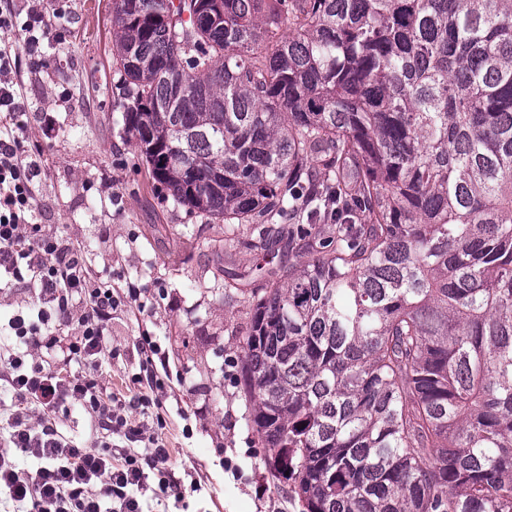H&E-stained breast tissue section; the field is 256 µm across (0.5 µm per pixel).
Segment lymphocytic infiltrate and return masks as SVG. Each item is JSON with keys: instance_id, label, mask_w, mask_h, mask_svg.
Listing matches in <instances>:
<instances>
[{"instance_id": "1", "label": "lymphocytic infiltrate", "mask_w": 512, "mask_h": 512, "mask_svg": "<svg viewBox=\"0 0 512 512\" xmlns=\"http://www.w3.org/2000/svg\"><path fill=\"white\" fill-rule=\"evenodd\" d=\"M15 66L11 47H0V276L11 286L34 288L40 308L8 321L15 341L8 346L4 379L12 394L8 415L10 448L34 460L18 468L7 451L0 452V497L23 512H144L137 492L150 474L160 479L155 499L181 498L179 485L164 474L169 451L158 437L162 421L152 418L165 387L155 358L152 337L138 340L143 361L131 380L129 395L104 394L98 374L106 358L108 326L121 299L110 285L93 280L82 252L63 237L46 235L29 223L36 197V161L26 160L20 145V121L15 117L22 96L11 79ZM82 314H74L75 303ZM76 326V336L63 340L56 330ZM59 350L65 364L77 371L49 370L36 353ZM42 408L40 424L30 421V405ZM77 404L90 418L91 445L81 448L61 434L58 413ZM130 440V447L113 450V437Z\"/></svg>"}]
</instances>
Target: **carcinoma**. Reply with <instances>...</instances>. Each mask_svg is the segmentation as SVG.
<instances>
[{"label": "carcinoma", "instance_id": "cac0c4a2", "mask_svg": "<svg viewBox=\"0 0 512 512\" xmlns=\"http://www.w3.org/2000/svg\"><path fill=\"white\" fill-rule=\"evenodd\" d=\"M111 25L152 180L257 232L243 384L302 512H512V0H112ZM280 224L308 261L273 263Z\"/></svg>", "mask_w": 512, "mask_h": 512}]
</instances>
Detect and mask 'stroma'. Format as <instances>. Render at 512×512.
I'll return each mask as SVG.
<instances>
[{"instance_id": "stroma-1", "label": "stroma", "mask_w": 512, "mask_h": 512, "mask_svg": "<svg viewBox=\"0 0 512 512\" xmlns=\"http://www.w3.org/2000/svg\"><path fill=\"white\" fill-rule=\"evenodd\" d=\"M17 24L0 42L18 53L22 149L40 167L32 223L68 237L114 293H140L112 315V360L99 382L122 392L153 336L179 377L164 390L168 512H301L274 485L240 381L251 293L249 224L212 223L154 186L127 137L112 69V0H8Z\"/></svg>"}]
</instances>
